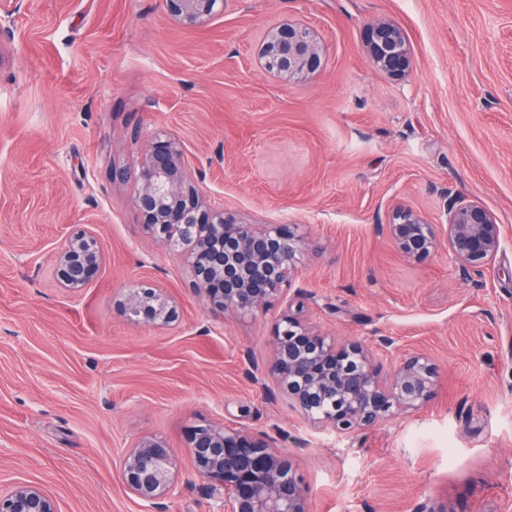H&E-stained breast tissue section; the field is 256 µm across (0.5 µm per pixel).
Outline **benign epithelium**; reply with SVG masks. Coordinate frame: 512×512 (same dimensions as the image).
<instances>
[{
	"label": "benign epithelium",
	"mask_w": 512,
	"mask_h": 512,
	"mask_svg": "<svg viewBox=\"0 0 512 512\" xmlns=\"http://www.w3.org/2000/svg\"><path fill=\"white\" fill-rule=\"evenodd\" d=\"M163 6L187 26L224 13V0H163ZM365 42L382 73L402 79L412 70L411 44L397 23L369 24ZM324 53L312 28L284 20L264 30L254 58L262 74L291 83L315 74ZM129 179L137 185L133 207L144 230L186 256L191 288L209 312L253 318L272 301L285 300L270 330L272 355L260 372L310 427L350 435L432 399L438 371L425 354L395 356L389 337L340 340L309 321L304 308L314 297L291 290L306 251L299 225L242 224L224 207L206 203L202 170L166 131L153 134L136 168L112 166V180ZM445 215L446 223L432 224L421 212L398 206L377 230L409 260L430 258L444 240L463 276L483 271L503 245L502 225L485 205L457 194L448 196ZM52 261L61 287L81 292L104 263L98 234L84 225L67 227ZM118 307L128 320L158 327L179 317L176 300L151 284L126 289ZM188 443L197 476L208 495L224 499V512H308L310 488L269 434L204 423L191 429ZM119 479L142 502L158 504L177 488L173 450L160 438H141L124 454ZM0 512L57 510L43 490L16 483L0 491Z\"/></svg>",
	"instance_id": "7a95c632"
}]
</instances>
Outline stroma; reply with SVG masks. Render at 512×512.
<instances>
[{
  "mask_svg": "<svg viewBox=\"0 0 512 512\" xmlns=\"http://www.w3.org/2000/svg\"><path fill=\"white\" fill-rule=\"evenodd\" d=\"M318 28L323 68L284 84L250 56L265 28ZM398 23L408 76L376 70L364 32ZM178 136L212 201L246 224H296L294 287L343 340L395 338L436 365L423 409L353 435L307 426L248 374L279 314L209 313L180 258L142 230L131 166L153 132ZM456 193L504 226L466 279L447 249L413 263L377 233L402 204L444 220ZM93 220L105 264L60 288L52 249ZM180 306L161 329L116 303L134 281ZM230 423L274 436L310 512H512V0H226L200 28L161 0H19L0 12V488L34 485L57 512H224L187 432ZM173 448L174 495L149 507L118 479L138 439Z\"/></svg>",
  "mask_w": 512,
  "mask_h": 512,
  "instance_id": "1",
  "label": "stroma"
}]
</instances>
